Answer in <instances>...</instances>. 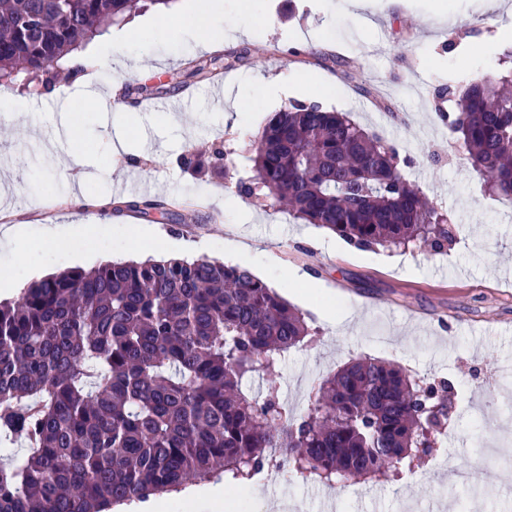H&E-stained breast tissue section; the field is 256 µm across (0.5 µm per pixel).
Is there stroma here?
Instances as JSON below:
<instances>
[{"instance_id":"stroma-1","label":"stroma","mask_w":512,"mask_h":512,"mask_svg":"<svg viewBox=\"0 0 512 512\" xmlns=\"http://www.w3.org/2000/svg\"><path fill=\"white\" fill-rule=\"evenodd\" d=\"M374 0L368 23H359L352 0H224V44L200 52L193 38L144 37L135 71L113 55L98 74L112 97L86 109L84 88L45 100L29 95L23 81L0 90L29 96L26 117L0 129V228L24 224H89L73 235L74 249L38 242L46 274L89 269L109 260L161 255L181 242L182 257L236 261L250 250L249 265L261 280L301 310L316 336L288 350L280 367L282 398L295 413L307 408L314 380L358 358H376L426 381H450L457 397L473 393L474 407L455 409L439 440L414 471L399 470L386 482L351 480L326 485L284 479L256 484L255 507L287 501L291 512H506L512 506V407L502 402L498 377L512 379V200L489 193L451 139L445 113L454 111L449 87H462L503 67L512 42V0H408L387 9ZM300 48L302 57L289 53ZM227 63L219 76L193 75L196 62ZM293 74L304 85L270 100L268 82ZM224 82V103L212 89ZM330 91H322L323 82ZM167 86L168 108L144 112L148 91ZM315 101L345 113L410 158L405 178L445 209L458 234L442 253L361 252L335 234L292 219L278 204L260 207L240 196L235 180L248 176L250 147L272 111L294 101ZM136 105L125 128L112 116ZM245 109L244 123L233 119ZM79 131L69 144L56 129ZM127 138L121 163L109 146ZM223 146L232 179L181 169L189 151ZM81 151L82 167L71 154ZM98 199L94 208L68 204L75 192ZM170 201L166 223L134 209L146 199ZM144 227L129 248L117 250L123 221ZM308 274L307 284L280 279L282 269ZM480 470H473L476 458Z\"/></svg>"}]
</instances>
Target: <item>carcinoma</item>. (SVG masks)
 I'll use <instances>...</instances> for the list:
<instances>
[{
	"label": "carcinoma",
	"instance_id": "1",
	"mask_svg": "<svg viewBox=\"0 0 512 512\" xmlns=\"http://www.w3.org/2000/svg\"><path fill=\"white\" fill-rule=\"evenodd\" d=\"M0 0V83L49 67L145 2ZM451 94V134L487 190L512 200V68ZM258 202L351 245L438 253L458 227L400 170L397 150L348 117L294 103L258 133ZM220 153L177 163L221 175ZM314 335L302 312L250 270L209 258L108 262L35 281L0 303V512H108L179 492L224 467L238 485L279 466L327 484L414 461L437 387L364 358L314 382L295 417L277 380L289 349ZM266 377L263 397L246 394Z\"/></svg>",
	"mask_w": 512,
	"mask_h": 512
}]
</instances>
